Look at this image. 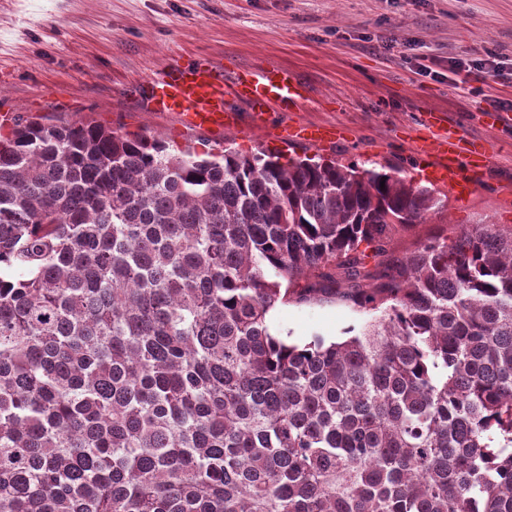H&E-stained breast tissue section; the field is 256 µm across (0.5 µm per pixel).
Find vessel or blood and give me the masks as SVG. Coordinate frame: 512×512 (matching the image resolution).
<instances>
[{
    "mask_svg": "<svg viewBox=\"0 0 512 512\" xmlns=\"http://www.w3.org/2000/svg\"><path fill=\"white\" fill-rule=\"evenodd\" d=\"M154 112L176 113L190 129L220 130L233 125L237 115L229 103L237 100L251 109L254 122H262L273 106L295 111L305 101L303 87L288 68L240 67L225 74L222 63L201 56L189 64L172 63L144 88ZM338 124L296 123L274 129L283 142L300 141L314 147L346 136ZM413 151L432 182L448 188L457 198L469 195L491 163V150L481 140L463 141L455 126L438 113L422 114Z\"/></svg>",
    "mask_w": 512,
    "mask_h": 512,
    "instance_id": "vessel-or-blood-1",
    "label": "vessel or blood"
}]
</instances>
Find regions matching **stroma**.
<instances>
[{"mask_svg":"<svg viewBox=\"0 0 512 512\" xmlns=\"http://www.w3.org/2000/svg\"><path fill=\"white\" fill-rule=\"evenodd\" d=\"M489 49L503 62L494 73L475 65ZM199 54L228 70L290 69L307 89L302 112L273 108L256 126L249 107L234 100L238 124L211 131L144 111L135 84ZM505 105H512V0H0V113L101 123L181 149L373 164L417 184L419 161L397 133L422 113H444L488 141L493 158L480 187L395 235L392 259L460 224L512 226V209L498 197L502 180L512 179V125L484 121ZM296 120L341 124L353 135L322 149L267 136V125ZM347 288L340 277L314 299L278 305L272 332L300 345L355 335L366 316L341 299Z\"/></svg>","mask_w":512,"mask_h":512,"instance_id":"obj_1","label":"stroma"}]
</instances>
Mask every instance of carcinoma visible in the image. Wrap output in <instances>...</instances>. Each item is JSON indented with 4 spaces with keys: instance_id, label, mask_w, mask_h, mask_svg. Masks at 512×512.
Wrapping results in <instances>:
<instances>
[{
    "instance_id": "obj_1",
    "label": "carcinoma",
    "mask_w": 512,
    "mask_h": 512,
    "mask_svg": "<svg viewBox=\"0 0 512 512\" xmlns=\"http://www.w3.org/2000/svg\"><path fill=\"white\" fill-rule=\"evenodd\" d=\"M435 190L100 124L0 138V512H512V229ZM374 265H369V261ZM370 315L290 344L302 277Z\"/></svg>"
}]
</instances>
